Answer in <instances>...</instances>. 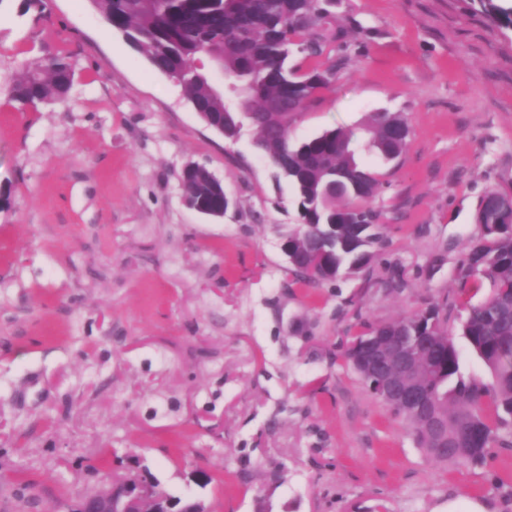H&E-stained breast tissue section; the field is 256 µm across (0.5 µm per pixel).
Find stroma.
<instances>
[{"mask_svg":"<svg viewBox=\"0 0 512 512\" xmlns=\"http://www.w3.org/2000/svg\"><path fill=\"white\" fill-rule=\"evenodd\" d=\"M331 13L354 32L290 139L383 111L411 135L377 168L371 268L308 288L281 249L294 191L253 130L209 128L89 0H0V512H55L136 460L209 512H512V447L430 461L336 357L362 323L438 299L456 329L479 200L512 192V28L471 0ZM57 54L67 98L18 110L10 84ZM193 164L232 200L224 218L186 206Z\"/></svg>","mask_w":512,"mask_h":512,"instance_id":"1","label":"stroma"}]
</instances>
